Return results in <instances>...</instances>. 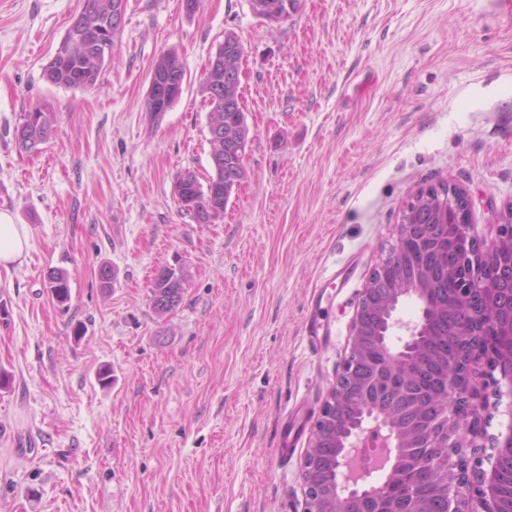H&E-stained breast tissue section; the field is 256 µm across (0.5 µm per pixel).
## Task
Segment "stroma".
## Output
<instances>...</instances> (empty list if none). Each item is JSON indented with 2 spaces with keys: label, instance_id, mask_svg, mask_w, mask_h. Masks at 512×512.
I'll list each match as a JSON object with an SVG mask.
<instances>
[{
  "label": "stroma",
  "instance_id": "35a3bbf8",
  "mask_svg": "<svg viewBox=\"0 0 512 512\" xmlns=\"http://www.w3.org/2000/svg\"><path fill=\"white\" fill-rule=\"evenodd\" d=\"M81 4L0 0V210L29 235L0 268V512H303L309 441L279 460L280 421L316 419L414 192L466 189L482 239L512 202V23L489 0H300L278 23L251 0L191 15L125 0L96 85L65 89L43 71ZM229 31L244 47L247 176L223 219L199 224L173 184L213 173L202 80ZM167 50L185 83L154 122L151 64ZM36 105L57 122L29 156L14 132ZM165 267L186 281L160 316L149 296ZM341 267L349 278L331 281ZM321 289L331 336L313 350ZM323 293L314 291L309 300V315L306 323L307 343L311 349H317L330 336L329 327L321 318Z\"/></svg>",
  "mask_w": 512,
  "mask_h": 512
}]
</instances>
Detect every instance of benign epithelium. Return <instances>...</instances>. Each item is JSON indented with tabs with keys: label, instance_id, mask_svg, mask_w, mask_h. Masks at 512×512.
<instances>
[{
	"label": "benign epithelium",
	"instance_id": "7a95c632",
	"mask_svg": "<svg viewBox=\"0 0 512 512\" xmlns=\"http://www.w3.org/2000/svg\"><path fill=\"white\" fill-rule=\"evenodd\" d=\"M157 87L176 97L183 83L172 74L149 84L151 90ZM420 200L433 201L453 213L461 262L452 274L460 285L459 305L470 312L453 325L447 369L427 416L430 433L423 447L447 449L421 460V466L437 472V485L427 491L418 488L416 473L408 467L409 449L417 443L402 426L399 408L365 398L366 390L384 377L391 381L422 378L423 337L434 303L433 288L416 275L393 288H375L383 280L389 263L386 258L362 290L352 320L349 354L313 426L303 461V512H424L428 497L434 512H512V308L498 306L501 283L506 277L512 280V203L498 214L496 237L486 241L473 233L469 194L463 188L454 184L424 187L411 203ZM408 300L419 306L415 321L397 316L399 305ZM487 336L499 339L491 360L476 351ZM368 339L381 349L385 366L365 382L360 380L358 366ZM490 386L496 400L509 398V421L494 438L495 454L489 457L490 469L485 470L473 466L471 456L480 448L477 439L483 435L482 412L489 404ZM332 426L336 428V459L327 490L316 477L321 467L318 448L326 428ZM379 440L389 451L385 472L364 469L356 474L355 456Z\"/></svg>",
	"mask_w": 512,
	"mask_h": 512
}]
</instances>
